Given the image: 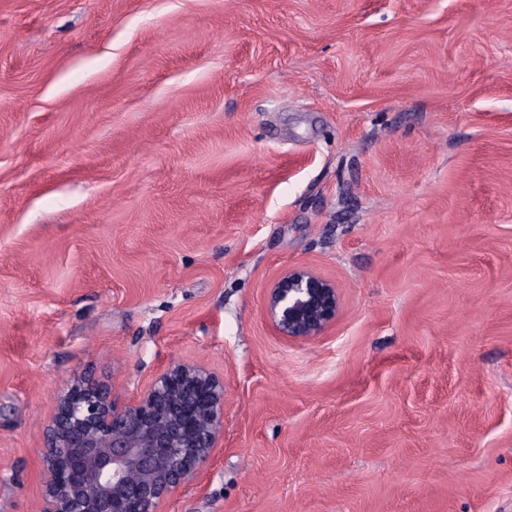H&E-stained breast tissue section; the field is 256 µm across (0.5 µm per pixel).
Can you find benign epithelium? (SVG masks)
I'll return each mask as SVG.
<instances>
[{
    "label": "benign epithelium",
    "mask_w": 512,
    "mask_h": 512,
    "mask_svg": "<svg viewBox=\"0 0 512 512\" xmlns=\"http://www.w3.org/2000/svg\"><path fill=\"white\" fill-rule=\"evenodd\" d=\"M336 283L307 266L268 289L266 314L290 340L336 319ZM224 437V379L174 361L136 399L83 376L58 394L46 428V480L36 512H158L209 462Z\"/></svg>",
    "instance_id": "benign-epithelium-1"
}]
</instances>
